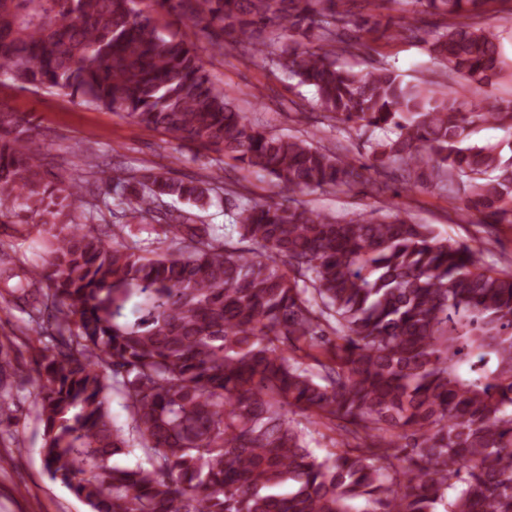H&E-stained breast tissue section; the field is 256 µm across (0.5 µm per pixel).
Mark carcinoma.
I'll return each mask as SVG.
<instances>
[{
    "label": "carcinoma",
    "mask_w": 512,
    "mask_h": 512,
    "mask_svg": "<svg viewBox=\"0 0 512 512\" xmlns=\"http://www.w3.org/2000/svg\"><path fill=\"white\" fill-rule=\"evenodd\" d=\"M375 0H0V76L120 114L262 172L293 191L370 188L402 177L462 190L459 210L500 223L512 163L471 128L512 131V103L480 89L503 73L505 0H413L382 22ZM174 13L208 48L278 65L314 89L339 131L390 136L351 159L309 135L256 126L205 69L201 47L161 29ZM423 41L445 79L338 64L369 39ZM121 190L112 217H154L164 196L231 202L242 250L184 213L167 253L125 246L75 221L83 188ZM55 231L51 259L0 279L37 298L30 331L46 468L91 512H512V272L400 214L338 220L294 200L255 201L224 182L85 157L47 178L32 118L0 106V220ZM128 414L116 424L111 400ZM337 432L323 457L315 437ZM139 448L148 466L116 459Z\"/></svg>",
    "instance_id": "cac0c4a2"
}]
</instances>
